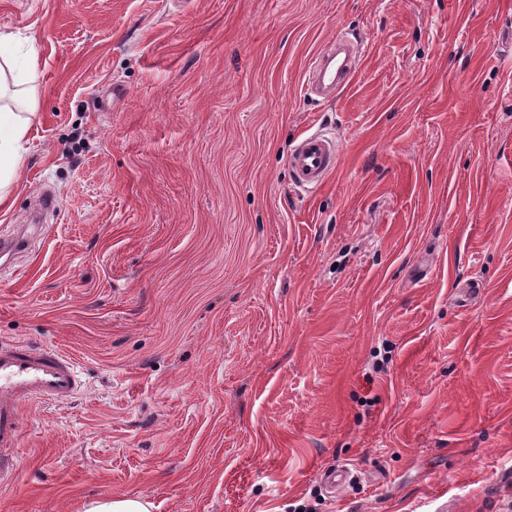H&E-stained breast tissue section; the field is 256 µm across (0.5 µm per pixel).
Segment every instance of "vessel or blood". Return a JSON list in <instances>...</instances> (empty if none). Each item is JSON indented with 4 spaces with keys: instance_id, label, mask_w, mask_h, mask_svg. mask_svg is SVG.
I'll list each match as a JSON object with an SVG mask.
<instances>
[{
    "instance_id": "b4317fda",
    "label": "vessel or blood",
    "mask_w": 512,
    "mask_h": 512,
    "mask_svg": "<svg viewBox=\"0 0 512 512\" xmlns=\"http://www.w3.org/2000/svg\"><path fill=\"white\" fill-rule=\"evenodd\" d=\"M359 63L354 43L346 38L336 39L311 60L309 91L327 101L336 99L352 82ZM338 162L336 141L319 133L303 135L287 157L293 181L312 189L325 183ZM81 388L72 356L50 346L0 341V450L16 445L23 404H64ZM352 479L351 470L340 465L321 475L325 490L336 496Z\"/></svg>"
}]
</instances>
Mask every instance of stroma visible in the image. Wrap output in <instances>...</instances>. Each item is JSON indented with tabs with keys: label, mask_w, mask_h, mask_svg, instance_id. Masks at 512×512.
Here are the masks:
<instances>
[{
	"label": "stroma",
	"mask_w": 512,
	"mask_h": 512,
	"mask_svg": "<svg viewBox=\"0 0 512 512\" xmlns=\"http://www.w3.org/2000/svg\"><path fill=\"white\" fill-rule=\"evenodd\" d=\"M0 29L38 88L0 237L57 196L0 259V340L82 381L23 405L0 512H512V0H0ZM360 63L359 52L347 38H336L315 55L308 68V90L321 100H335L352 82ZM338 162L336 141L319 133L303 135L287 157L293 181L311 189L321 187L335 172ZM354 476L352 475L351 470L346 466H336V468H332L324 471L321 474V481L325 488V490L333 494L339 496L343 488L353 480ZM150 504L126 496L96 499L84 505L83 512H149Z\"/></svg>",
	"instance_id": "obj_1"
}]
</instances>
